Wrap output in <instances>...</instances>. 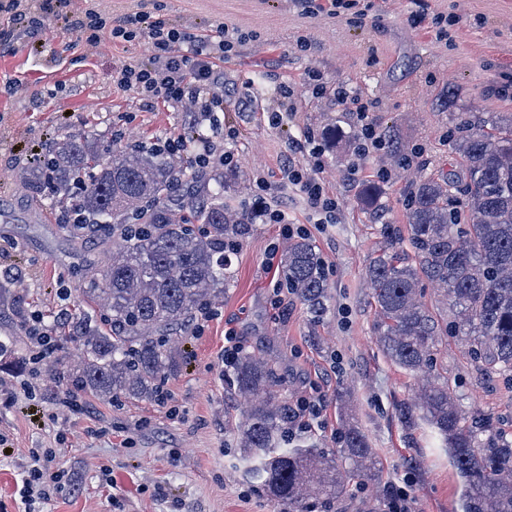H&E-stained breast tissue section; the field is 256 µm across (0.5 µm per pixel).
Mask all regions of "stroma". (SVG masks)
<instances>
[{
	"instance_id": "1",
	"label": "stroma",
	"mask_w": 512,
	"mask_h": 512,
	"mask_svg": "<svg viewBox=\"0 0 512 512\" xmlns=\"http://www.w3.org/2000/svg\"><path fill=\"white\" fill-rule=\"evenodd\" d=\"M102 18L150 15L201 37L223 32L233 41L224 70V127L235 137L222 147L236 163L223 168L224 201L248 211L257 198L303 226L320 254L330 291L328 312L314 319L296 298L273 306L279 266L270 248L288 244L277 224L254 221L231 253L216 318L191 330L178 372L162 383L160 402H106L79 395L74 412L60 413L65 383L47 366L33 367L27 319L39 312L50 336L63 314L86 311L81 295L89 257L62 236L60 204L36 200L19 175L34 150L59 131L117 146L182 138L191 113L180 104L146 102L117 85L115 71L147 60L151 41L129 42L102 30L96 44L45 17L30 31L0 12V29L14 38L0 45V270L15 274L14 291L0 299V340L12 337L0 358V512H288L239 465L227 415L239 399L224 381V328L234 323L247 352L276 371L288 404L318 390L322 427L310 436L337 447L341 415L337 392L347 388L352 410L380 463L375 478L352 477L349 493L331 506L310 500V512H385L393 487L409 486L416 512H461L462 481L426 425L406 427L398 407L418 384L382 354L374 330L376 309L365 280L380 249V228L404 225L413 174L437 177L461 168L448 139L463 118L480 123L512 114V0H358L338 15L307 13L300 0H92ZM458 20L448 39H436L438 15ZM294 90L284 98L280 87ZM372 101L367 121L377 136L396 135L401 169L389 149L343 152L322 148L318 158L296 143L319 136L329 120L358 135V119L336 99L337 89ZM458 91L454 106L443 103ZM282 113L274 122L272 113ZM303 167L337 201L336 220L322 224L289 167ZM379 181L378 205L362 210L360 181ZM269 187L260 193L259 184ZM50 222H42L41 212ZM68 299H61L60 290ZM436 371L447 377L467 409L512 419V391L478 379L467 350L440 337ZM51 455L62 475L59 491L28 505L24 490L33 452Z\"/></svg>"
}]
</instances>
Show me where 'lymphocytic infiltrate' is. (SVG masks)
<instances>
[{
    "label": "lymphocytic infiltrate",
    "mask_w": 512,
    "mask_h": 512,
    "mask_svg": "<svg viewBox=\"0 0 512 512\" xmlns=\"http://www.w3.org/2000/svg\"><path fill=\"white\" fill-rule=\"evenodd\" d=\"M39 11L55 16L65 27L96 41L102 29H110L113 38L131 41L140 25L150 30L153 50L146 63L122 68L116 74L118 85L133 89L145 99L164 98L174 102H189L209 117L213 130H221L218 117L224 109V75L217 62L231 52V41L196 42L185 29L162 21H146L145 17H123L106 24L90 8H74L72 0H40ZM187 44L191 55L176 54L177 45Z\"/></svg>",
    "instance_id": "lymphocytic-infiltrate-1"
}]
</instances>
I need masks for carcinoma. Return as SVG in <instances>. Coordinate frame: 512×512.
<instances>
[{
	"instance_id": "1",
	"label": "carcinoma",
	"mask_w": 512,
	"mask_h": 512,
	"mask_svg": "<svg viewBox=\"0 0 512 512\" xmlns=\"http://www.w3.org/2000/svg\"><path fill=\"white\" fill-rule=\"evenodd\" d=\"M322 137L341 149L350 135L330 123ZM450 138L461 172L412 181L407 224L382 225L385 246L366 277L384 355L426 374L414 402L400 405L401 420L427 424L447 449L463 482L461 512H512V432L489 415H466L448 379L433 371L438 337L449 335L467 346L480 374L512 386V115L487 131L465 121ZM22 183L37 196L46 188L55 202H72L83 223L59 229L77 245L119 230L99 276L82 289L105 316L84 313L62 324L60 346L81 348L64 381L105 401L159 399L162 380L178 368L179 337L224 293V239L248 234L251 216L225 206L224 178L203 175L188 154L176 160L155 147L115 148L68 132L52 138L46 161L27 165ZM381 193L373 182L357 187L368 208ZM132 211L136 234L125 231ZM282 274L283 286L313 317L323 316L329 291L311 240L288 246ZM424 281L439 293L438 314L421 301ZM228 385L249 401L231 420L245 473L290 512H304L313 496L331 505L351 477L378 472L367 435L347 415L340 448L290 446L292 409L275 390L266 359L241 354Z\"/></svg>"
}]
</instances>
